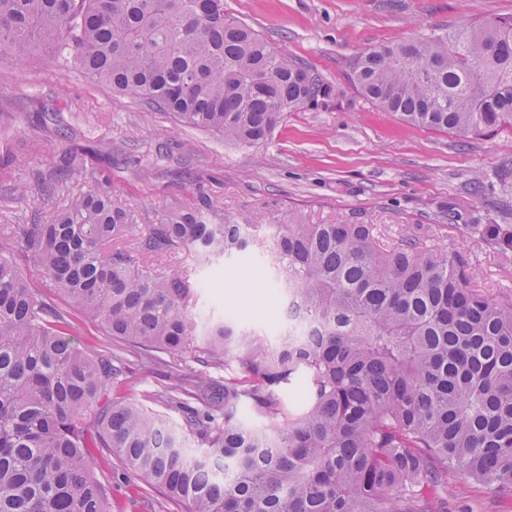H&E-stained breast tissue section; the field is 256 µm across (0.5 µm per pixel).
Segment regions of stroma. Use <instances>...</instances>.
I'll return each instance as SVG.
<instances>
[{
    "instance_id": "obj_1",
    "label": "stroma",
    "mask_w": 512,
    "mask_h": 512,
    "mask_svg": "<svg viewBox=\"0 0 512 512\" xmlns=\"http://www.w3.org/2000/svg\"><path fill=\"white\" fill-rule=\"evenodd\" d=\"M224 11L334 84L335 104L289 113L265 145L248 148L114 94L47 50L24 67L2 60L0 153L13 161L0 165V239H14L30 219L51 222L73 195L107 183L114 201L134 207L144 225L196 188L219 202L226 222L259 225L265 242L279 224H370L381 247L411 239L458 252L473 288L512 297V249L480 231L512 229V128L463 139L412 127L351 82L367 49L464 20L512 16V0H224ZM81 148L89 151L87 179L48 201L30 193L34 170L52 172ZM163 267L194 269L202 320L229 314L270 338L288 322L261 250L208 264L187 251ZM91 455L112 512H185L129 477L107 449ZM464 504L504 509L490 487L449 471L448 512Z\"/></svg>"
}]
</instances>
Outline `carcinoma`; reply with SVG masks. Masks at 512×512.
Listing matches in <instances>:
<instances>
[{
    "label": "carcinoma",
    "mask_w": 512,
    "mask_h": 512,
    "mask_svg": "<svg viewBox=\"0 0 512 512\" xmlns=\"http://www.w3.org/2000/svg\"><path fill=\"white\" fill-rule=\"evenodd\" d=\"M39 48L247 147L288 113L336 100L224 0H0V58L24 65ZM352 82L413 127L468 137L512 126V17L379 44ZM85 156L69 153L35 190L48 200L85 179ZM190 196L144 229L109 188L49 224L18 225L30 267L71 306L112 340L172 359L173 377L141 399L123 349H80L0 242V512H112L90 448L186 512H448L450 468L512 499V299L471 288L453 251L381 250L369 224H285L270 264L286 302L321 330L290 324L267 343L231 316L204 323L189 278L150 259L188 250L209 263L264 242L259 225L226 224L210 196ZM229 353L237 372L216 385L210 370ZM298 384L301 404H285ZM112 388L128 398L100 405ZM243 405L271 428L242 424Z\"/></svg>",
    "instance_id": "carcinoma-1"
}]
</instances>
